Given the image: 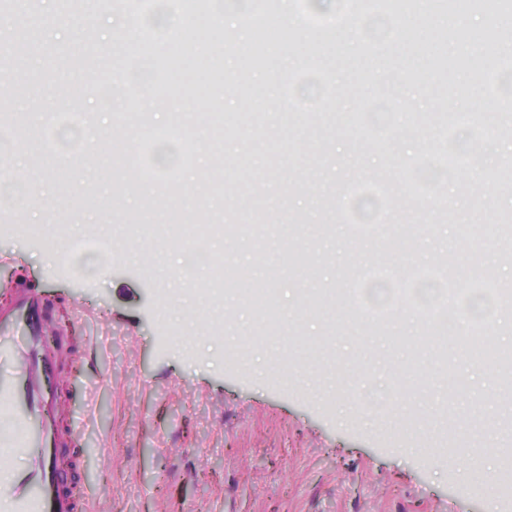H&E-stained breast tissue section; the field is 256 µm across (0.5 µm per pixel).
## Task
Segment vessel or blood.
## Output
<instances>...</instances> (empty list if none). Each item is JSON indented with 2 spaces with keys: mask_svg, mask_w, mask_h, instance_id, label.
Segmentation results:
<instances>
[{
  "mask_svg": "<svg viewBox=\"0 0 512 512\" xmlns=\"http://www.w3.org/2000/svg\"><path fill=\"white\" fill-rule=\"evenodd\" d=\"M13 302L0 306V415L23 428L1 436L0 446L21 449L24 472L0 468V512H92L52 465L54 449L69 446V425L58 414L57 395L41 384L54 357L42 340L48 305L39 292L8 281L0 283Z\"/></svg>",
  "mask_w": 512,
  "mask_h": 512,
  "instance_id": "b4317fda",
  "label": "vessel or blood"
}]
</instances>
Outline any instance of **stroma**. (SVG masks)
Returning a JSON list of instances; mask_svg holds the SVG:
<instances>
[{"mask_svg": "<svg viewBox=\"0 0 512 512\" xmlns=\"http://www.w3.org/2000/svg\"><path fill=\"white\" fill-rule=\"evenodd\" d=\"M15 3L0 12V281L36 288L62 342L88 348L54 374L82 450L76 489L95 512H512V483L498 482L512 371L416 353L429 319L406 333L399 320L440 288L439 256L476 238L493 272L485 295L512 286V236L499 232L512 217V129L496 90L512 49L482 43L490 0H463L453 16L445 0H412L394 21L379 0H290L293 24L254 32L245 49L230 18L273 14L270 0ZM340 33L351 41L342 79ZM21 34L33 49L17 61L9 40ZM292 51L305 69L282 68ZM461 55L479 73L439 80L436 63ZM187 69L208 99L182 95L175 124L142 112L137 94L181 86ZM381 74L408 91L409 125ZM281 98L291 111H273ZM462 101L491 116L483 133L432 121ZM83 112L104 118L94 152ZM216 112L224 129L203 162L183 137ZM219 156L229 193L179 208L186 174L202 187ZM203 224L226 225L223 240L196 239ZM252 224L275 228L257 264ZM222 247L253 264L278 323L249 288H213ZM307 248L323 268L314 281L284 262ZM414 357L415 402L391 376Z\"/></svg>", "mask_w": 512, "mask_h": 512, "instance_id": "35a3bbf8", "label": "stroma"}]
</instances>
